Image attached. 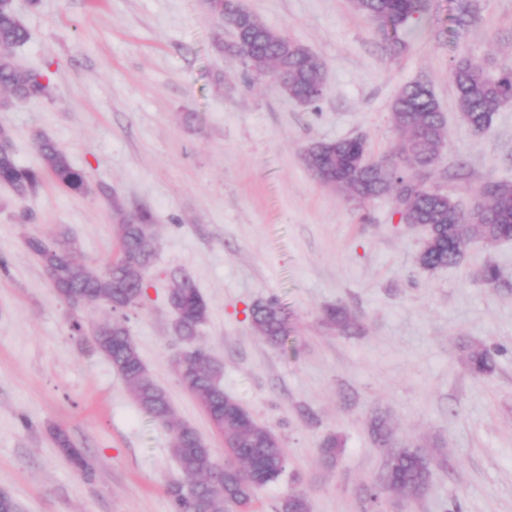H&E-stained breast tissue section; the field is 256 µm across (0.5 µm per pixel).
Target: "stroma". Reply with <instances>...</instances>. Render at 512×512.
I'll return each instance as SVG.
<instances>
[{
	"instance_id": "35a3bbf8",
	"label": "stroma",
	"mask_w": 512,
	"mask_h": 512,
	"mask_svg": "<svg viewBox=\"0 0 512 512\" xmlns=\"http://www.w3.org/2000/svg\"><path fill=\"white\" fill-rule=\"evenodd\" d=\"M267 27L301 41L323 66L321 99L303 105L268 75L224 52L231 35L205 0H14L29 32L20 66L50 74L46 97L0 106L17 161L40 167L37 134L63 146L98 193L44 183L26 201L0 187V490L20 512H173L180 478L173 434L137 407L108 359L85 352L71 311L26 238H76L100 269L118 252L112 208L153 215L147 296L126 326L178 420L223 454L222 436L182 386V345L167 303L189 273L209 306L197 346L222 367L226 394L281 440L288 464L250 512H279L299 494L311 512H371L369 488L390 450L425 454L418 497L388 494L386 512H512V240L470 244L459 265L416 263L426 232L401 223L383 196L364 204L308 171L315 142L363 137L371 160L392 157V103L407 83L433 91L448 137L415 179L462 208L489 182L512 181V104L473 136L450 78L462 52L490 72L512 70V0H471L476 22L448 34V0L401 30L386 53L378 27L351 0H241ZM32 216L19 221L21 212ZM502 279L484 284L486 264ZM277 301L286 344L261 340L244 311ZM344 307L345 331L326 309ZM486 345L494 373L475 380L466 356ZM391 435L377 445L368 420ZM66 432L94 464L76 471L54 443ZM337 442L336 460L320 446Z\"/></svg>"
}]
</instances>
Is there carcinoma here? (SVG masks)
I'll return each mask as SVG.
<instances>
[{"mask_svg": "<svg viewBox=\"0 0 512 512\" xmlns=\"http://www.w3.org/2000/svg\"><path fill=\"white\" fill-rule=\"evenodd\" d=\"M448 21L452 33L469 25L473 11L468 0H449ZM209 13L227 25L232 41L227 53L258 75L283 80L288 96L306 104L320 100L324 86L322 65L299 41L286 33L265 26L245 10L240 0H206ZM429 0H353L354 10L377 24L389 48L397 49L399 32L412 18L428 10ZM28 39V31L17 15L13 0H0V91L13 101L22 102L44 96L46 76L22 69L13 58L14 49ZM451 78L462 117L470 130L479 135L491 125L501 107L512 103V71L491 76L466 53L454 59ZM392 120L402 138L397 160L370 161L366 142L360 138L315 143L305 152V163L322 184L346 191L350 198L365 202L384 194L405 199L401 220L423 226L428 235L418 255L419 266L427 271L459 264L470 241L481 239L494 244L512 238V183L495 182L482 192L474 220L460 213V205L448 194L414 180L406 168L429 169L436 163L441 145L448 136L439 105L428 85H405L392 105ZM42 165L24 167L15 159L12 137L0 128V184L9 187L23 201L35 195L44 180L75 195L96 192L89 174L75 166L68 152L47 135L37 139ZM113 209L122 215L116 225L119 240L117 256L101 271H94L76 259L77 241L65 236L47 241L38 235L27 238L29 252L49 272L59 298L73 309L83 304H101L117 314L85 335L80 315L71 316V331L82 338L85 348L107 358L122 377L139 409L174 433L172 452L183 479L168 484L167 494L173 512H228L232 506L248 509L258 492L275 481L287 463L280 439L259 424L238 401L224 393L218 382L220 367L195 346L198 327L206 320L208 306L192 277L184 272L173 278L167 295L174 314V332L189 352L187 361H177L184 388L201 402L214 428L223 436L225 462L202 442L194 428L174 418L166 392L152 379L137 345L125 325L126 310L139 306L147 288L152 266L150 247L152 215L139 208L124 213L113 200ZM252 327L258 336L271 343L285 341L288 329L278 304L269 300L249 309ZM470 373L477 380L492 374L496 367L493 352L474 348L468 354ZM55 440L68 461L85 476L93 473L91 461L76 448L69 436L59 431ZM429 473L428 458L417 450H398L386 462L383 474L370 490L374 512H383L385 492L396 490L416 494Z\"/></svg>", "mask_w": 512, "mask_h": 512, "instance_id": "1", "label": "carcinoma"}]
</instances>
